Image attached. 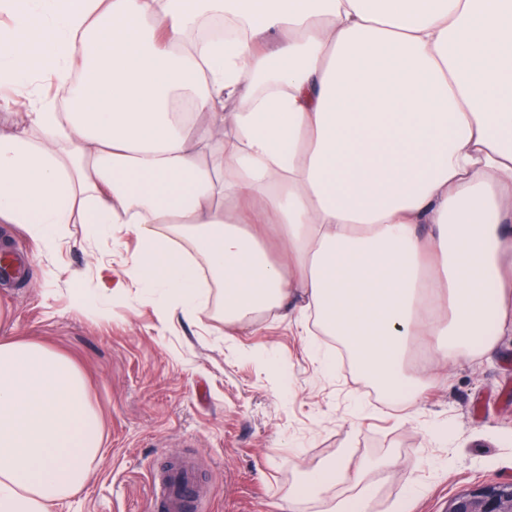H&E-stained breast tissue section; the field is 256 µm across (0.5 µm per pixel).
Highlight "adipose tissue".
I'll return each instance as SVG.
<instances>
[{
    "label": "adipose tissue",
    "instance_id": "obj_1",
    "mask_svg": "<svg viewBox=\"0 0 512 512\" xmlns=\"http://www.w3.org/2000/svg\"><path fill=\"white\" fill-rule=\"evenodd\" d=\"M0 223L53 248L122 227L126 280L190 317L316 313L383 392L512 328V0H0ZM222 19L232 35L201 36ZM427 225L420 234L419 225ZM284 242L282 261L262 246ZM83 372L0 336V512L85 488Z\"/></svg>",
    "mask_w": 512,
    "mask_h": 512
}]
</instances>
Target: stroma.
Here are the masks:
<instances>
[{
    "mask_svg": "<svg viewBox=\"0 0 512 512\" xmlns=\"http://www.w3.org/2000/svg\"><path fill=\"white\" fill-rule=\"evenodd\" d=\"M4 236L24 272L0 281V336L70 356L104 421L100 464L57 512H151L152 469L183 455L211 488L197 512H329L365 492L367 512H448L460 494L512 483L511 333L493 355L451 363L421 337L406 371L446 380L411 412L285 319L228 326L209 300L190 319L161 320L154 298L120 283L133 236L70 224L49 250L9 224ZM336 458L347 480L289 502L308 472Z\"/></svg>",
    "mask_w": 512,
    "mask_h": 512,
    "instance_id": "obj_1",
    "label": "stroma"
}]
</instances>
